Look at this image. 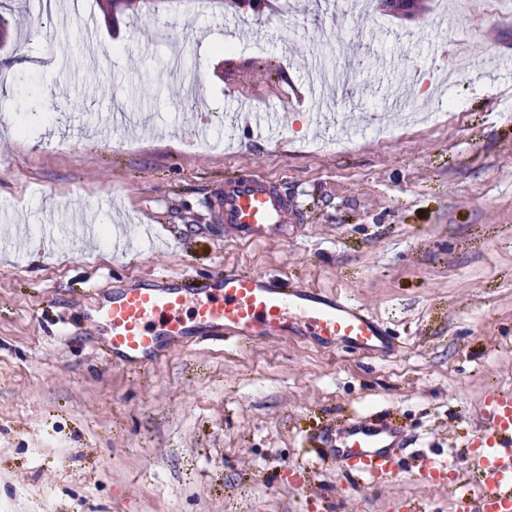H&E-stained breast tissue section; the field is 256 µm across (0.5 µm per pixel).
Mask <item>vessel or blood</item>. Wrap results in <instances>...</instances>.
<instances>
[{"instance_id": "b4317fda", "label": "vessel or blood", "mask_w": 512, "mask_h": 512, "mask_svg": "<svg viewBox=\"0 0 512 512\" xmlns=\"http://www.w3.org/2000/svg\"><path fill=\"white\" fill-rule=\"evenodd\" d=\"M225 234L241 243L285 241L297 210L277 180L256 172L225 184L215 202ZM103 351L128 368L158 364L175 347L233 337L264 341L291 334L345 345L369 355L391 349L380 320L341 296L291 287L267 273L223 269L207 276L163 273L117 288L99 302ZM393 429L364 421L341 426L336 455L360 481L395 473ZM460 464L478 475V498L461 497L458 512H512V394L493 390L480 408V435Z\"/></svg>"}]
</instances>
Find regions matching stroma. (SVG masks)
<instances>
[{
    "label": "stroma",
    "mask_w": 512,
    "mask_h": 512,
    "mask_svg": "<svg viewBox=\"0 0 512 512\" xmlns=\"http://www.w3.org/2000/svg\"><path fill=\"white\" fill-rule=\"evenodd\" d=\"M0 0V512H452L417 456L475 441L512 392V15L436 0ZM402 89L432 122L390 108ZM252 98L279 140L234 127ZM214 119L187 148L196 115ZM261 172L301 208L284 242L211 203ZM123 224L76 251L50 224ZM277 272L378 317L395 349L306 338L112 364L95 295L134 277ZM400 431L402 472L353 485L330 441Z\"/></svg>",
    "instance_id": "obj_1"
}]
</instances>
